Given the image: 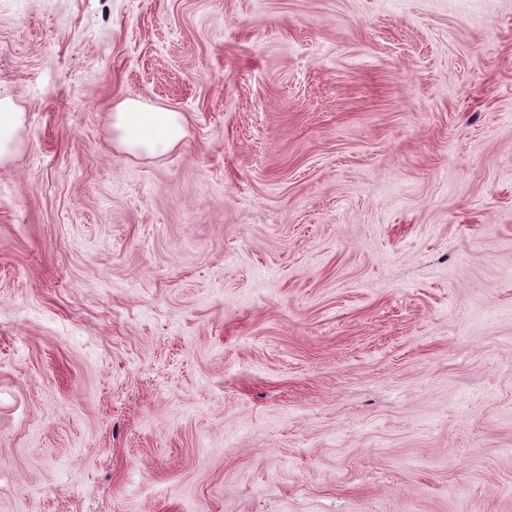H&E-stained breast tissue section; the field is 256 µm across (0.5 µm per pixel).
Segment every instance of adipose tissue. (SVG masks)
Instances as JSON below:
<instances>
[{
	"instance_id": "adipose-tissue-1",
	"label": "adipose tissue",
	"mask_w": 512,
	"mask_h": 512,
	"mask_svg": "<svg viewBox=\"0 0 512 512\" xmlns=\"http://www.w3.org/2000/svg\"><path fill=\"white\" fill-rule=\"evenodd\" d=\"M183 113L126 99L113 108L112 131L118 145L133 155L160 156L187 135ZM22 114L11 97H0V163L16 155L22 140Z\"/></svg>"
}]
</instances>
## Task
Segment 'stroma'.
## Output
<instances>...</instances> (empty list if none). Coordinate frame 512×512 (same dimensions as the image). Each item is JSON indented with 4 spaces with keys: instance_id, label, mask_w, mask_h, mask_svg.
I'll use <instances>...</instances> for the list:
<instances>
[{
    "instance_id": "1",
    "label": "stroma",
    "mask_w": 512,
    "mask_h": 512,
    "mask_svg": "<svg viewBox=\"0 0 512 512\" xmlns=\"http://www.w3.org/2000/svg\"><path fill=\"white\" fill-rule=\"evenodd\" d=\"M0 95V512H512V0H0ZM22 112H19L11 97H0V163L16 155L22 140ZM115 141L133 155L160 156L168 153L187 135L183 113L152 107L125 99L112 109Z\"/></svg>"
}]
</instances>
